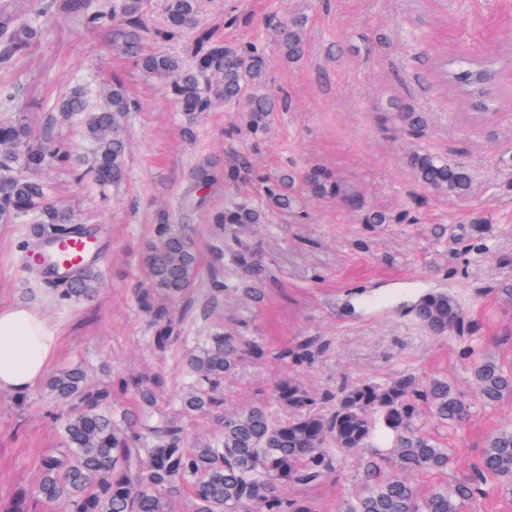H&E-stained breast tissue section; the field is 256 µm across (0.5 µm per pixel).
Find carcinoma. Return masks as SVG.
<instances>
[{
	"instance_id": "cac0c4a2",
	"label": "carcinoma",
	"mask_w": 512,
	"mask_h": 512,
	"mask_svg": "<svg viewBox=\"0 0 512 512\" xmlns=\"http://www.w3.org/2000/svg\"><path fill=\"white\" fill-rule=\"evenodd\" d=\"M200 0H163L164 23L149 29L141 0H65V11L77 22L112 34L113 42L134 57L145 75L166 83L179 112L186 118L182 135L195 137L199 114L222 101L244 112L253 129L265 124L269 113L286 106L264 91L265 54L224 44L202 24ZM51 4L28 0L25 12L0 8V62L24 55L40 34V17ZM171 41L194 35L191 59L144 49L146 34ZM274 42L287 63L306 54L304 18L292 17L275 30ZM500 60L490 56L457 54L439 61L438 69L465 98L471 115L499 112L500 96L489 75H497ZM89 91L82 85L60 92L53 109L81 116L83 133L93 147L94 161L77 169L75 180L99 186H117L126 175L125 123L139 110L119 79L106 81L104 103L89 108ZM20 90L0 84V224H29L30 239L88 235L94 226L81 224L69 208L51 200L50 185L38 177L48 160L63 154L51 140L36 136L20 115ZM385 128L421 132L426 119L408 105L381 110ZM415 178L425 186L455 197L469 194L473 177L468 168L451 164L431 152L409 160ZM213 177L209 166L189 175L181 210L187 214L207 204ZM314 195L333 194L352 208L363 201L350 184L323 168L297 177L282 174L269 197L281 210L298 202L296 181ZM262 212L235 203L210 214L209 233L218 241L238 238V225L260 224ZM233 265L241 277L239 291L255 302L265 289L255 279L259 262L251 248L236 249ZM145 282L134 289L139 310L152 330L151 343L159 352L182 342L185 312L175 304L188 303L200 291V255L190 225L176 224L161 212L152 227V239L139 257ZM103 283L101 267L91 262L67 280L47 281L64 302L94 298ZM414 319L431 336H446L463 326L467 312L454 296L430 293L413 308ZM258 347L224 333L215 320L206 342L183 349L191 389L181 400V414L204 413L221 404L219 387L243 358ZM478 397L486 405L512 393V370L480 356L471 364ZM166 385L160 374L123 378L119 387L134 390L138 412L109 414L112 385L94 387L79 366L51 373L46 389L67 404L62 425L63 450L40 461V478L32 496L52 512H173L175 501L187 496L193 512H315L305 498L288 502L279 488L314 485L335 469L337 453L372 449L363 464L364 484L342 500L336 512H474L487 482L512 494V429L486 440L471 473L451 485L437 487L426 497L408 481L410 473L448 470V449L428 429L427 419L458 430L469 415V405L448 381L401 374L385 381H360L335 395L311 393L293 373L280 375L270 397L224 415L218 433L207 441H191L180 419L156 409V396Z\"/></svg>"
}]
</instances>
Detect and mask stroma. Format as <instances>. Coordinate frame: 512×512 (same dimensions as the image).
<instances>
[{
  "label": "stroma",
  "mask_w": 512,
  "mask_h": 512,
  "mask_svg": "<svg viewBox=\"0 0 512 512\" xmlns=\"http://www.w3.org/2000/svg\"><path fill=\"white\" fill-rule=\"evenodd\" d=\"M203 24L231 45L254 43L267 57V87L288 96L289 109L272 113L252 132L234 107L216 103L184 140L183 116L166 87L147 78L107 33L79 25L60 0L42 19V33L0 82L21 89L24 116L70 157L49 161L40 172L55 203L100 228L108 243L101 263L103 287L96 300L57 304L25 270L23 224H0V301L35 300L60 333L53 369L81 366L94 384L141 373H160L167 383L160 405L178 412L190 385L180 351L161 355L133 290L144 277L139 253L157 210L188 220L195 230L203 275L220 267L221 249L209 238L208 210L182 217L180 198L197 164L213 163L207 188L211 207L247 203L266 211L249 225L243 242L262 256L267 293L247 299L225 275L220 300L226 332L259 345L219 388L223 405L184 417L190 439L219 430L224 414L267 398L276 377L291 370L316 395L365 380L403 373L449 381L471 405L460 430L439 429L451 464L445 478L416 476L419 493L440 481L469 474L487 438L512 429V396L483 405L471 378V352L512 366V95L491 119L474 122L453 90L429 84L432 63L443 56L476 52L507 61L499 87L512 92V0H202ZM304 16L307 52L294 64L281 60L271 40L288 15ZM119 77L140 109L126 127V179L119 187L77 184L74 167L89 156L81 123L53 111L58 91L85 84L98 104L100 83ZM424 113L420 135L389 133L376 123L390 101ZM430 151L473 174L463 199L418 183L408 161ZM322 166L352 184L370 207L391 215L368 224L363 214L336 198L302 196L289 213L269 209L266 189L286 172ZM446 291L464 305L459 332L435 338L409 315L419 296ZM315 341L302 362L281 350ZM66 408L43 384L16 396L0 394V512L20 493L32 492L42 456L62 448ZM360 455H343L335 472L313 487L280 488L285 499L310 500L317 512H336L360 485Z\"/></svg>",
  "instance_id": "35a3bbf8"
}]
</instances>
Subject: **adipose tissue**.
<instances>
[{"instance_id": "adipose-tissue-1", "label": "adipose tissue", "mask_w": 512, "mask_h": 512, "mask_svg": "<svg viewBox=\"0 0 512 512\" xmlns=\"http://www.w3.org/2000/svg\"><path fill=\"white\" fill-rule=\"evenodd\" d=\"M59 341L57 327L39 310L0 302V392L20 395L41 381Z\"/></svg>"}]
</instances>
